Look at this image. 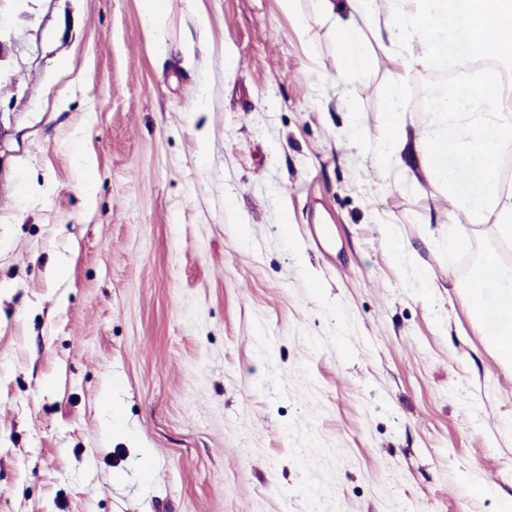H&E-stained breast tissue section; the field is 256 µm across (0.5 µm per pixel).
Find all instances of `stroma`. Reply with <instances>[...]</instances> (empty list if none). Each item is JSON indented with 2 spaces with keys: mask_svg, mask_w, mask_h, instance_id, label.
Returning a JSON list of instances; mask_svg holds the SVG:
<instances>
[{
  "mask_svg": "<svg viewBox=\"0 0 512 512\" xmlns=\"http://www.w3.org/2000/svg\"><path fill=\"white\" fill-rule=\"evenodd\" d=\"M200 5L191 72L141 0H0V512H512V370L458 288L512 241L421 173L373 200L372 32L339 91L315 0H165L167 42ZM143 2V22L148 31L152 34L157 33L154 44L161 55H168L170 52L180 54L183 59L182 65L186 68H193L197 64L196 49L201 53L206 52L204 40L205 32L208 28V19L202 10L196 13V29L198 32L197 41L191 37L182 40L175 46L168 45L162 33L163 18V0H142Z\"/></svg>",
  "mask_w": 512,
  "mask_h": 512,
  "instance_id": "1",
  "label": "stroma"
}]
</instances>
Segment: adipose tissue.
I'll return each mask as SVG.
<instances>
[{"label":"adipose tissue","instance_id":"obj_1","mask_svg":"<svg viewBox=\"0 0 512 512\" xmlns=\"http://www.w3.org/2000/svg\"><path fill=\"white\" fill-rule=\"evenodd\" d=\"M143 22L154 33L161 55L177 53L184 67L197 63L205 50L208 28L204 12L196 14L198 39L168 45L160 30L163 0H142ZM365 0H316L318 16L334 20L341 61L331 81L343 88L348 77L369 68L373 57L362 33L374 31L378 41L394 45V71L388 86L387 135L377 139L376 159L390 164L405 156L421 172L438 180L457 208L473 223L492 219L499 239L512 240V192L501 186L500 162L512 147V83L501 63L512 60V0H395L384 22L368 11ZM486 58L491 68L460 81L435 101L419 126L405 125L404 76L415 68L431 69L449 58ZM467 299L482 296L483 310L472 317L512 369V268L494 255L477 264L465 285Z\"/></svg>","mask_w":512,"mask_h":512}]
</instances>
